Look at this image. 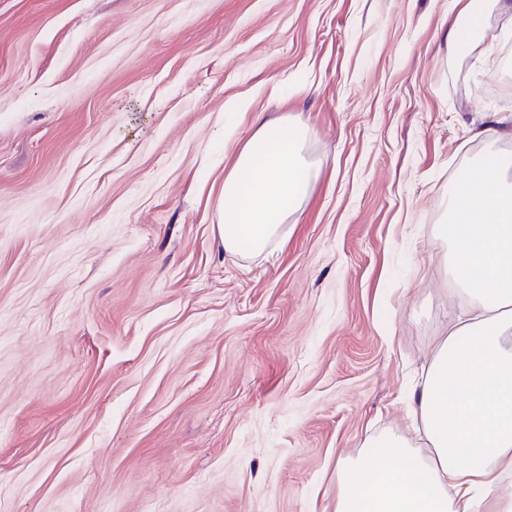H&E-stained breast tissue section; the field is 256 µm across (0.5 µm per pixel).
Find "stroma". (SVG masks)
Instances as JSON below:
<instances>
[{"label": "stroma", "instance_id": "35a3bbf8", "mask_svg": "<svg viewBox=\"0 0 512 512\" xmlns=\"http://www.w3.org/2000/svg\"><path fill=\"white\" fill-rule=\"evenodd\" d=\"M481 2L459 55L455 0H0V512H333L338 463L409 435L461 309L435 226L512 152L471 133L512 114ZM283 116L309 196L226 252L224 175ZM460 5L462 4L458 16H448V30L446 39L449 40L453 50L457 54H463L468 51L471 45L470 39L466 37L462 26L459 24L460 17L464 16L466 20L470 21L473 27L482 25L481 12L476 9L478 1L475 0H456ZM464 2V3H463Z\"/></svg>", "mask_w": 512, "mask_h": 512}]
</instances>
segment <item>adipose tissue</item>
<instances>
[{
	"label": "adipose tissue",
	"instance_id": "ef3b65f1",
	"mask_svg": "<svg viewBox=\"0 0 512 512\" xmlns=\"http://www.w3.org/2000/svg\"><path fill=\"white\" fill-rule=\"evenodd\" d=\"M306 125L262 122L224 175L225 251L259 254L284 236L313 176ZM435 235L467 310L433 346L411 401L425 451L401 435L366 441L336 470L334 512H512V155L476 160L448 192Z\"/></svg>",
	"mask_w": 512,
	"mask_h": 512
}]
</instances>
